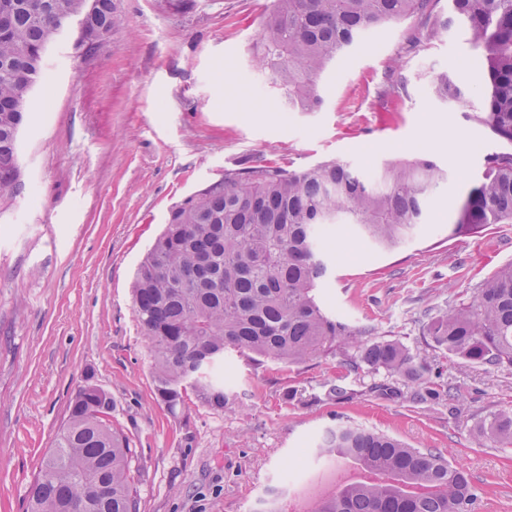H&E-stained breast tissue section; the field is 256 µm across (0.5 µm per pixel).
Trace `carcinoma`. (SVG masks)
Here are the masks:
<instances>
[{"label":"carcinoma","mask_w":512,"mask_h":512,"mask_svg":"<svg viewBox=\"0 0 512 512\" xmlns=\"http://www.w3.org/2000/svg\"><path fill=\"white\" fill-rule=\"evenodd\" d=\"M275 0L263 25L260 57L288 108L322 104L321 75L358 37L389 22L425 19L430 41L466 26L481 83L439 73V99L469 106L499 142L512 145V0ZM123 26L118 0H0V201L24 187L18 161L28 103L47 79V58L63 32H82V56L97 52ZM448 178L426 159L387 161L370 177L350 164L326 161L297 171L270 162L224 174L173 207L141 261L133 285L135 312L149 340L158 398L173 410L190 389L216 410L228 401L212 375L224 352L304 363L344 343L352 367L367 366L421 384L417 396L437 400L425 354L398 341L360 339L323 307L317 294L329 275L326 236L339 220L380 249L404 242L424 219L429 192ZM512 224V151L487 157L457 210L452 233ZM425 336L448 357L512 367V263L483 279L473 300L430 317ZM112 397L87 383L69 403L67 421L28 489L27 512H138L131 481L132 449L104 416ZM489 435L512 443V415L479 425L476 446ZM319 462L344 461L384 472L388 482L334 483L309 497L303 512H470L476 493L467 475L431 450L352 423L314 442ZM414 484L428 489L409 492Z\"/></svg>","instance_id":"cac0c4a2"}]
</instances>
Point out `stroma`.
<instances>
[{
	"instance_id": "1",
	"label": "stroma",
	"mask_w": 512,
	"mask_h": 512,
	"mask_svg": "<svg viewBox=\"0 0 512 512\" xmlns=\"http://www.w3.org/2000/svg\"><path fill=\"white\" fill-rule=\"evenodd\" d=\"M120 6L124 27L94 55L74 58L69 33L50 55L20 140L25 187L0 206V512H26L88 382L111 395L109 423L131 442L139 512H248L261 494L291 495L285 469H327L299 450L347 421L456 461L479 491L471 512H512V444L473 442L482 420L512 413V367L448 358L424 336L430 313L471 300L512 262V224L449 230L469 181L501 148L472 113L430 92L442 69L478 82L465 30L454 26L448 42L426 40L416 17L380 26L322 76L320 109L289 112L255 68L274 0ZM418 157L448 173L423 223L387 251L340 226L319 296L372 339L427 350L444 387L437 403L414 401L403 378L350 370L349 348L290 365L229 351L226 408L191 395L172 411L158 401L132 282L171 207L248 161L362 171ZM333 385L350 398H327Z\"/></svg>"
}]
</instances>
